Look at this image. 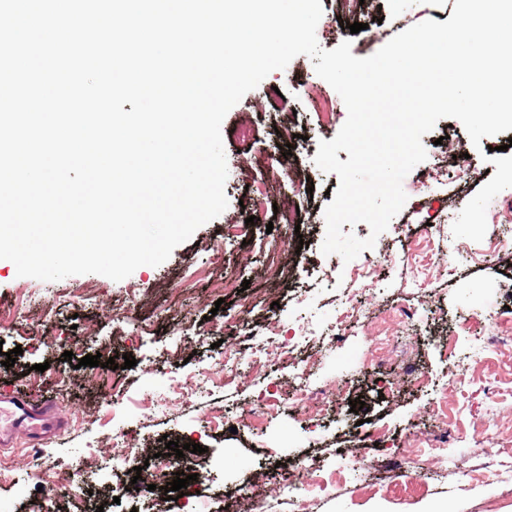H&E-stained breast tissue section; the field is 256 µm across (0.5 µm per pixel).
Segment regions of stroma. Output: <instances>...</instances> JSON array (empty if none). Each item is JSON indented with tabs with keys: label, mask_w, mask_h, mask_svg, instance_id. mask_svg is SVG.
<instances>
[{
	"label": "stroma",
	"mask_w": 512,
	"mask_h": 512,
	"mask_svg": "<svg viewBox=\"0 0 512 512\" xmlns=\"http://www.w3.org/2000/svg\"><path fill=\"white\" fill-rule=\"evenodd\" d=\"M316 28L320 46L331 50L351 40L353 56H370L393 36L431 19H450L455 0H364L351 13L340 0H321ZM358 22L359 33L349 26ZM310 57H295L271 72L226 115L222 124L228 165L226 210L201 226L157 267L142 266L116 282L99 274L53 282L18 276L0 262V350L22 348L14 366L0 365V396L15 391L54 401L63 432L35 446L22 440L0 450V512H88L54 479L34 473L37 460L56 471H74L83 459L99 458L112 468L116 499L107 512H165L156 498L132 502L123 490L131 463L110 451L115 435L132 447L166 449L167 441L196 443L203 453L171 456L192 481L202 512H236L240 492L253 498L255 512H289L279 478L307 463L299 484H319L310 512H512V486L497 484L495 463H512V438L493 444L488 431L512 426V396L493 394L499 354L484 350L481 318H512V258H491L484 242L493 232L512 238V131L472 144L460 122L443 118L423 135L426 160L404 179L407 201L361 260H374L373 282L351 279V264L323 255L324 209L339 188L337 174L320 170L319 141L333 140L347 118L337 102L334 119L303 105L309 86L325 87ZM278 87L296 114L273 113L265 94ZM253 137L242 141L240 125ZM290 145L283 154L282 145ZM289 164L301 191L296 224L274 212L290 187L272 179L271 169ZM265 187L268 204L248 241L225 239V225L243 220L240 202ZM299 248L287 280L263 275L269 250ZM430 256L424 275L415 258ZM451 257L448 266L440 265ZM361 308L339 342H309L308 328L325 332L336 324L346 298ZM417 311L414 319L402 307ZM241 316L238 332L224 329L227 314ZM471 325H464V318ZM279 335H272L268 322ZM394 349L380 360L370 353L380 335ZM293 337L296 358L266 371L237 369L216 377L206 392L176 398L173 386L200 368H213L226 351L251 356ZM72 360H62L64 352ZM89 354L109 359L130 354V369L102 368L94 385L81 383L73 363ZM475 369L470 385L452 382L455 363ZM305 376L311 388L296 387ZM336 385L337 399L321 387ZM282 406L260 409L269 396ZM361 399L359 412L350 402ZM222 411L238 419L236 429L208 425ZM358 448L383 460L373 471L355 469L349 454ZM447 449L440 457L439 449Z\"/></svg>",
	"instance_id": "obj_1"
}]
</instances>
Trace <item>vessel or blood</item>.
Masks as SVG:
<instances>
[{
    "mask_svg": "<svg viewBox=\"0 0 512 512\" xmlns=\"http://www.w3.org/2000/svg\"><path fill=\"white\" fill-rule=\"evenodd\" d=\"M52 404L23 393L0 399V446L10 447L19 437L41 439L55 433L56 425L46 416Z\"/></svg>",
    "mask_w": 512,
    "mask_h": 512,
    "instance_id": "vessel-or-blood-1",
    "label": "vessel or blood"
}]
</instances>
